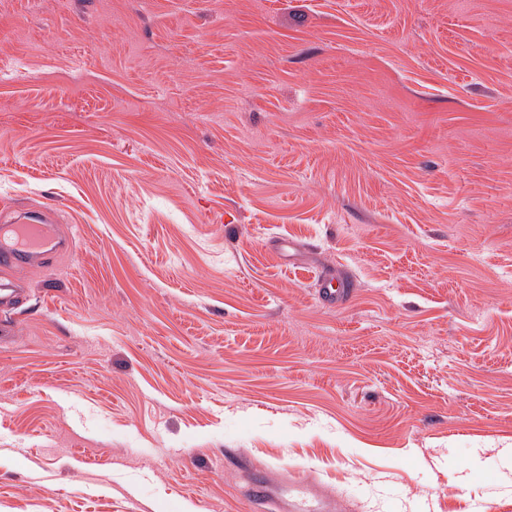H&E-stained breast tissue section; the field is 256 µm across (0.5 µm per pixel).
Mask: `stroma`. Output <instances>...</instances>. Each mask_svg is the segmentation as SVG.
<instances>
[{
	"label": "stroma",
	"instance_id": "obj_1",
	"mask_svg": "<svg viewBox=\"0 0 512 512\" xmlns=\"http://www.w3.org/2000/svg\"><path fill=\"white\" fill-rule=\"evenodd\" d=\"M0 66V226L78 237L0 270V512H512V0H0ZM250 496L258 504L277 500L278 509L285 512H337L345 510L319 485L297 475L280 479L276 483L258 486L252 483Z\"/></svg>",
	"mask_w": 512,
	"mask_h": 512
}]
</instances>
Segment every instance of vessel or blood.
<instances>
[{
	"label": "vessel or blood",
	"mask_w": 512,
	"mask_h": 512,
	"mask_svg": "<svg viewBox=\"0 0 512 512\" xmlns=\"http://www.w3.org/2000/svg\"><path fill=\"white\" fill-rule=\"evenodd\" d=\"M54 217L43 210L25 215L10 227L9 244L0 249V265L22 268L49 254L73 249L70 235L55 236L49 230ZM250 493L260 504L274 500L281 512H340L341 506L319 485L297 475L262 486L251 485Z\"/></svg>",
	"instance_id": "1"
}]
</instances>
